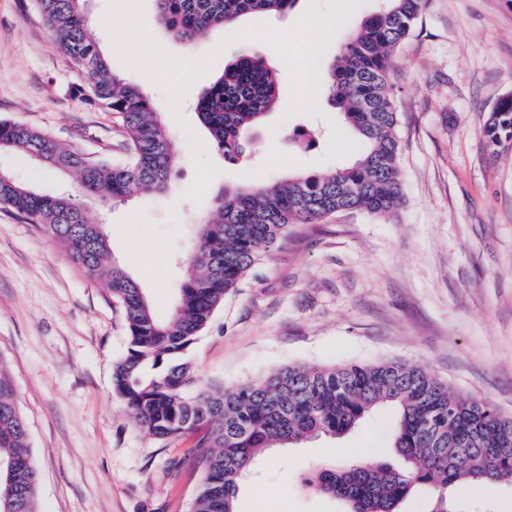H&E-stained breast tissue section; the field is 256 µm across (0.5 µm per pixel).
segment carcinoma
<instances>
[{
  "label": "carcinoma",
  "mask_w": 512,
  "mask_h": 512,
  "mask_svg": "<svg viewBox=\"0 0 512 512\" xmlns=\"http://www.w3.org/2000/svg\"><path fill=\"white\" fill-rule=\"evenodd\" d=\"M85 0H34L60 52L82 73L92 106L119 115L127 156L80 165L82 154L23 124L0 119V152H17L37 166L71 172L91 196L124 201L166 188L176 153L166 125L136 85L112 71L91 37ZM296 0H155L162 28L193 44L240 17L284 12ZM424 0H386L344 41L328 65V99L364 150L352 165L299 174L273 185L219 191L217 216L197 225L172 315L158 318L144 288L109 260L104 229L87 224L69 196L44 194L0 176V206L40 225L77 262L104 281L120 306L126 353L112 366V386L139 425L156 438L194 437L201 479L193 512H236L239 484L268 450L319 435L340 436L372 409L396 410L392 451L405 466L386 462L326 464L310 483L349 512H399L417 488L435 492L430 512H458L448 491L458 484L512 483V417L489 400L462 398L425 371L397 361L320 368L290 366L263 380L230 388L197 383L187 350L209 325L224 296L288 236L294 224H317L348 210L390 215L402 204L400 141L390 75ZM278 100L276 73L245 52L198 99V117L224 158L236 162ZM494 152L512 145V97L501 99L483 128ZM0 459L15 466L11 512H38V469L16 390L0 369Z\"/></svg>",
  "instance_id": "carcinoma-1"
}]
</instances>
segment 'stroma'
I'll list each match as a JSON object with an SVG mask.
<instances>
[{"mask_svg": "<svg viewBox=\"0 0 512 512\" xmlns=\"http://www.w3.org/2000/svg\"><path fill=\"white\" fill-rule=\"evenodd\" d=\"M316 4L335 16L325 67L341 43L383 0H297L279 14L242 17L238 28L295 24ZM107 0H87L89 30L113 72L139 86L164 118L176 162L168 187L123 201L80 197L103 224L112 255L151 298L159 318L175 304L194 226L216 213L224 187L271 184L350 165L360 139L337 117L326 92L319 112L286 116L288 69L271 45L279 101L237 163L210 147L193 104L245 49L226 47L191 88L182 131L167 93L118 58L97 20ZM145 23L170 54L211 52L214 30L186 47L164 33L154 0ZM391 80L400 116L402 207L391 216L344 211L291 227L287 238L225 297L188 350L203 384L233 386L289 365L399 361L417 366L465 398L492 400L512 416V149L492 153L482 127L512 96V0H424L395 55ZM81 74L59 52L31 0H0V119L46 133L92 160L124 157L123 126L90 106ZM312 132L316 145L286 139ZM207 144L217 173L201 201L185 198L195 179L189 144ZM15 176L47 194L77 195L75 176L1 156ZM127 348L121 308L106 285L78 265L39 225L0 208V365L14 380L30 429L41 512H192L198 465L192 438L166 441L140 428L112 389V364ZM395 414L381 408L341 436L277 448L245 479L236 512H342L307 480L321 464L383 460ZM461 512H512V486L466 484Z\"/></svg>", "mask_w": 512, "mask_h": 512, "instance_id": "stroma-1", "label": "stroma"}]
</instances>
